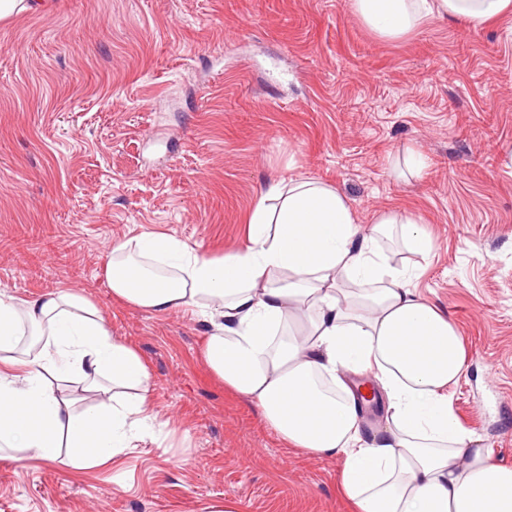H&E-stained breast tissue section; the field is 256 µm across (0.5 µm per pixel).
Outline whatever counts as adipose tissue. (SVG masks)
<instances>
[{"mask_svg": "<svg viewBox=\"0 0 512 512\" xmlns=\"http://www.w3.org/2000/svg\"><path fill=\"white\" fill-rule=\"evenodd\" d=\"M366 26L398 40L433 17L469 29L512 13V0H353ZM428 257L408 213L362 228L348 200L314 179L274 180L248 220L245 248L214 259L166 234L116 242L105 275L115 297L149 312L200 310L205 364L273 431L343 460L353 512H512V467L495 463L448 405L467 368L457 328L422 299L415 268L391 263L381 236ZM372 373L384 426L361 429L347 373ZM99 396L78 407L59 378ZM150 373L104 313L71 291L16 302L0 293V447L21 459L105 466L151 423Z\"/></svg>", "mask_w": 512, "mask_h": 512, "instance_id": "obj_1", "label": "adipose tissue"}]
</instances>
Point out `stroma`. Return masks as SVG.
<instances>
[{
  "mask_svg": "<svg viewBox=\"0 0 512 512\" xmlns=\"http://www.w3.org/2000/svg\"><path fill=\"white\" fill-rule=\"evenodd\" d=\"M282 178L430 234L422 261L384 248L460 332L454 415L512 466V15L387 40L351 0H42L0 20V291L95 303L149 366L154 425L106 467L1 457L0 512H351L340 460L288 446L211 373L199 313L128 305L105 277L111 244L144 233L244 248Z\"/></svg>",
  "mask_w": 512,
  "mask_h": 512,
  "instance_id": "stroma-1",
  "label": "stroma"
}]
</instances>
